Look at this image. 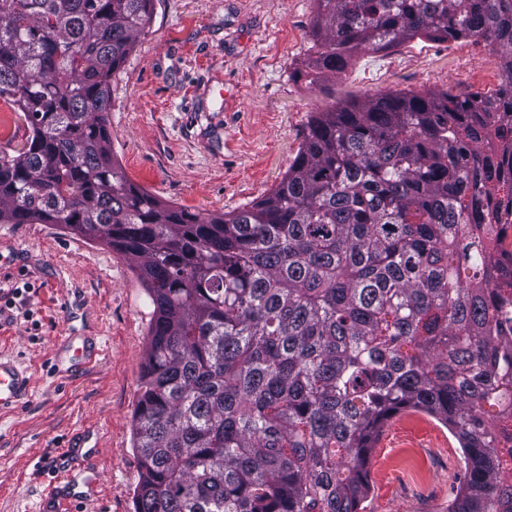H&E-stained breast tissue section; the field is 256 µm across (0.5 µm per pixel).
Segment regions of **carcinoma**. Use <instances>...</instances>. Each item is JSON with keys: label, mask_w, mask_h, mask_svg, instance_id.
Returning a JSON list of instances; mask_svg holds the SVG:
<instances>
[{"label": "carcinoma", "mask_w": 512, "mask_h": 512, "mask_svg": "<svg viewBox=\"0 0 512 512\" xmlns=\"http://www.w3.org/2000/svg\"><path fill=\"white\" fill-rule=\"evenodd\" d=\"M155 0H0V223L110 247L153 306L132 417L133 512H364L387 421L461 448L448 512H512V0H315L317 84L359 51L484 43L488 92L399 90L313 115L277 186L201 216L132 185L112 81ZM27 135V127L19 112L0 100V151L2 148L11 156L15 155V151L24 146Z\"/></svg>", "instance_id": "cac0c4a2"}]
</instances>
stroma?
<instances>
[{"label": "stroma", "mask_w": 512, "mask_h": 512, "mask_svg": "<svg viewBox=\"0 0 512 512\" xmlns=\"http://www.w3.org/2000/svg\"><path fill=\"white\" fill-rule=\"evenodd\" d=\"M315 0H155L112 83L109 129L127 179L204 215L274 189L314 113L396 90H490L489 50L413 40L359 53L313 86L296 74L312 52ZM152 308L137 273L111 248L51 224L0 223V357L31 379L22 409H0V512H41L38 459L96 450L99 495L79 512H132L139 479L132 416ZM104 347L69 371L68 341ZM461 449L434 419L405 412L370 457L366 512H448Z\"/></svg>", "instance_id": "stroma-1"}]
</instances>
